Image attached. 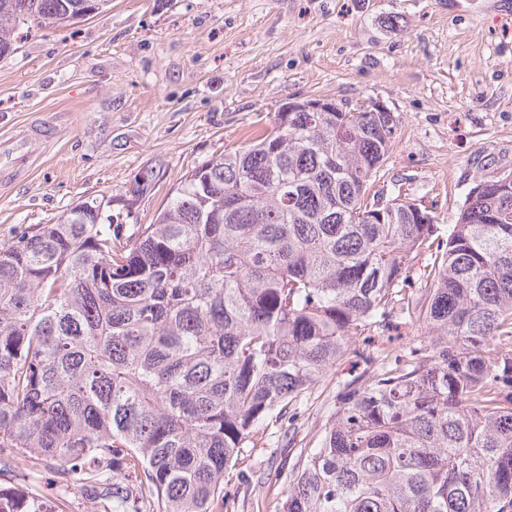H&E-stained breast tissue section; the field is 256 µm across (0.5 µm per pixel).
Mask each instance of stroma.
Here are the masks:
<instances>
[{"instance_id": "35a3bbf8", "label": "stroma", "mask_w": 512, "mask_h": 512, "mask_svg": "<svg viewBox=\"0 0 512 512\" xmlns=\"http://www.w3.org/2000/svg\"><path fill=\"white\" fill-rule=\"evenodd\" d=\"M314 97L398 116L376 186L434 205L448 233L476 180L512 171V0H110L73 25L25 21L0 58V242L107 197L122 223H154L192 168ZM424 332L399 314L368 333L304 400L295 446L329 423L367 358ZM280 454L243 450L224 476L228 512H278ZM37 489L99 512L54 469Z\"/></svg>"}]
</instances>
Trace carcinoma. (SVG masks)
I'll return each mask as SVG.
<instances>
[{
	"instance_id": "obj_1",
	"label": "carcinoma",
	"mask_w": 512,
	"mask_h": 512,
	"mask_svg": "<svg viewBox=\"0 0 512 512\" xmlns=\"http://www.w3.org/2000/svg\"><path fill=\"white\" fill-rule=\"evenodd\" d=\"M76 2L0 0V58ZM396 131L363 104L277 112L152 224L91 200L0 243V512H64L48 460L103 512H224L242 450L397 311L426 336L336 394L279 512H512V188L474 186L444 241L374 190Z\"/></svg>"
}]
</instances>
